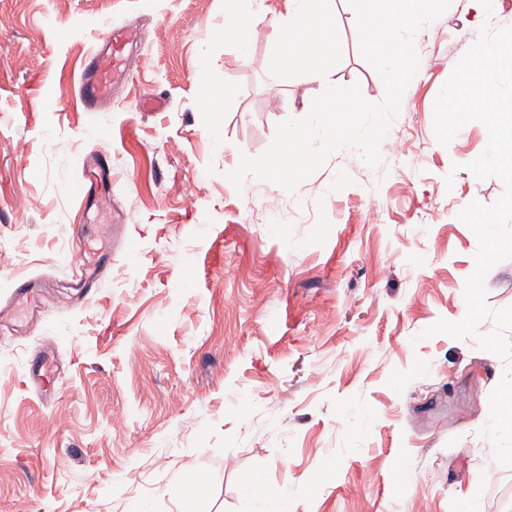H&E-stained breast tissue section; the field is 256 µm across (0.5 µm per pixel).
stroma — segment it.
Segmentation results:
<instances>
[{
	"mask_svg": "<svg viewBox=\"0 0 512 512\" xmlns=\"http://www.w3.org/2000/svg\"><path fill=\"white\" fill-rule=\"evenodd\" d=\"M264 6L243 60L224 45V0H0V303L9 278L44 286L0 329V512H184L188 470L207 484L193 512H265L256 477L288 512H512V468L481 433L505 370L478 346L492 320L422 335L466 313L478 241L460 211L505 190L467 168L486 127L441 145L434 103L483 24L512 27V0L488 16L452 0L415 36L381 164L342 149L291 193L226 178L322 91L269 74L288 0ZM335 11L336 83L379 102L356 13ZM106 23L142 44L110 110L87 112L66 90ZM224 84L217 151L200 102ZM153 95L162 111L138 107ZM100 148L112 197L83 209L79 162ZM76 224L87 266L112 254L111 287L84 298L60 247ZM46 342L58 370L42 399L24 364Z\"/></svg>",
	"mask_w": 512,
	"mask_h": 512,
	"instance_id": "obj_1",
	"label": "stroma"
}]
</instances>
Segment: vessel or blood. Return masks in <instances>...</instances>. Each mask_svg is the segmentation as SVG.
Returning a JSON list of instances; mask_svg holds the SVG:
<instances>
[{
	"label": "vessel or blood",
	"instance_id": "vessel-or-blood-1",
	"mask_svg": "<svg viewBox=\"0 0 512 512\" xmlns=\"http://www.w3.org/2000/svg\"><path fill=\"white\" fill-rule=\"evenodd\" d=\"M140 33L128 26L106 25L84 60L73 96L88 112H103L112 102V90L126 80L132 70V48ZM83 175L75 186L81 205H92L98 195L112 188V164L101 151L82 159ZM56 366L52 352L43 350L33 356L28 375L32 384L46 389Z\"/></svg>",
	"mask_w": 512,
	"mask_h": 512
}]
</instances>
